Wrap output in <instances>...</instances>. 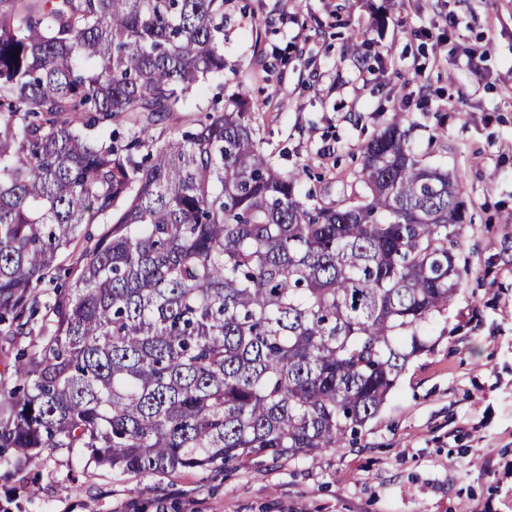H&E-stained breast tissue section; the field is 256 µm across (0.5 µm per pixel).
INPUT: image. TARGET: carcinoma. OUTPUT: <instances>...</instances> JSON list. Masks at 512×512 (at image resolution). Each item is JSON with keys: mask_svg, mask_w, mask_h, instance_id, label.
I'll use <instances>...</instances> for the list:
<instances>
[{"mask_svg": "<svg viewBox=\"0 0 512 512\" xmlns=\"http://www.w3.org/2000/svg\"><path fill=\"white\" fill-rule=\"evenodd\" d=\"M225 67L224 0H0V334L52 315L15 365L0 460L313 457L356 442L426 350L462 287L457 179L395 115L364 148V194L302 197L241 83L194 131L153 134ZM82 224L103 230L40 299Z\"/></svg>", "mask_w": 512, "mask_h": 512, "instance_id": "carcinoma-1", "label": "carcinoma"}]
</instances>
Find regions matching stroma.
Segmentation results:
<instances>
[{
	"mask_svg": "<svg viewBox=\"0 0 512 512\" xmlns=\"http://www.w3.org/2000/svg\"><path fill=\"white\" fill-rule=\"evenodd\" d=\"M224 56L244 83L262 150L305 167L318 197L362 190L366 142L394 113L425 163L468 205L455 254L463 286L438 315L356 444L317 457L113 474L81 451L0 464V512H512V0H227ZM460 108L443 111L448 99ZM0 335V407L18 348Z\"/></svg>",
	"mask_w": 512,
	"mask_h": 512,
	"instance_id": "35a3bbf8",
	"label": "stroma"
}]
</instances>
